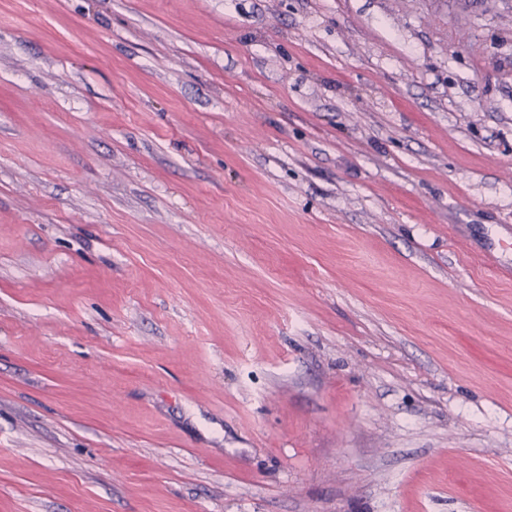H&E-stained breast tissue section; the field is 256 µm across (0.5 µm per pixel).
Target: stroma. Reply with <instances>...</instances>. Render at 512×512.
Masks as SVG:
<instances>
[{
	"mask_svg": "<svg viewBox=\"0 0 512 512\" xmlns=\"http://www.w3.org/2000/svg\"><path fill=\"white\" fill-rule=\"evenodd\" d=\"M512 0H0V512H512Z\"/></svg>",
	"mask_w": 512,
	"mask_h": 512,
	"instance_id": "1",
	"label": "stroma"
}]
</instances>
